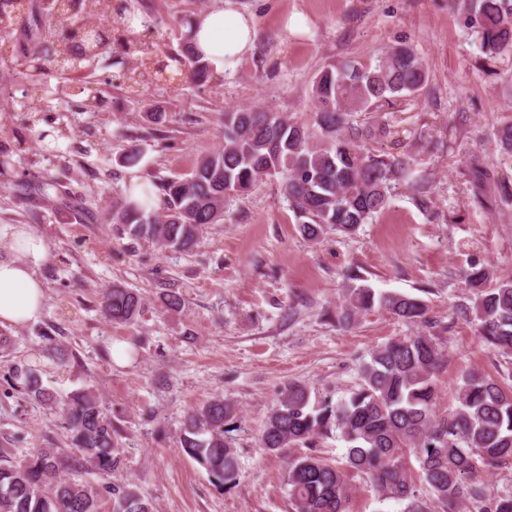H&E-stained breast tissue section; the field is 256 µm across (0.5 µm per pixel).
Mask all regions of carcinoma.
Here are the masks:
<instances>
[{
  "instance_id": "cac0c4a2",
  "label": "carcinoma",
  "mask_w": 512,
  "mask_h": 512,
  "mask_svg": "<svg viewBox=\"0 0 512 512\" xmlns=\"http://www.w3.org/2000/svg\"><path fill=\"white\" fill-rule=\"evenodd\" d=\"M59 0L28 8V23L14 39L13 10L0 8V59L13 54L49 52L44 42L53 34L52 15ZM127 7L119 6L94 42L73 37L52 52L58 70H74L108 53L113 24H126ZM469 22L488 57L512 53V0H469ZM172 61L188 62L186 81H206L209 62L187 39ZM427 83L421 58L406 44L367 61L350 59L321 69L312 84L314 117L300 124L266 109L239 108L224 113V146L199 160L190 175L167 179L161 211L153 207L149 189L143 200L130 195L112 208V223L134 239H148L164 248L188 252L203 229L224 222V200L244 194L265 179L279 180L297 218L301 235L318 240L327 231L356 233L385 209L395 185L409 184L417 204L428 209L429 179L412 176L409 156L379 153L368 141L389 135L384 121L361 122L398 98L413 97ZM496 147L512 157V121L501 125ZM37 189L54 192L63 205L77 204L80 195L53 180ZM488 268L472 262L465 282L472 288L477 333L488 347L512 353V275L486 286ZM105 317L128 323L139 316L142 297L114 288L102 295ZM412 324L428 322L427 305L408 295L376 292L368 284L348 289L337 316L348 326L375 307ZM441 354L438 337L427 332L396 339L373 349L359 368V383L350 396L335 403H311L309 389L297 382L284 388L270 411L261 444L270 452L318 447L334 434L347 448L345 468L316 454L288 460L287 485L292 512H347L353 487L348 473L363 474L385 499L407 502L403 512H512V496L493 497L479 480L485 467L512 462V387L479 371L466 375L458 390V406L448 417L434 411L436 371ZM12 378H22L26 396L57 409L70 432L76 453L37 448L20 460L0 458V512H98L99 493L73 474L88 464L104 480L101 489L115 500L114 512H155L135 490L110 482L120 462L119 448L99 400L80 391L56 401L39 379V370L16 363ZM238 420L234 405L213 397L191 410L183 421V452L222 485H233L239 462L231 424ZM415 460L428 496L417 493L407 463Z\"/></svg>"
}]
</instances>
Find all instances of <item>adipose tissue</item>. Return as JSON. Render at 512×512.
<instances>
[{
	"mask_svg": "<svg viewBox=\"0 0 512 512\" xmlns=\"http://www.w3.org/2000/svg\"><path fill=\"white\" fill-rule=\"evenodd\" d=\"M193 39L205 59L216 68L231 71L252 53L256 29L234 0H224L223 6L197 16ZM14 246L17 258L0 260V326L37 320L44 307L45 283L38 268L47 258V245L21 228Z\"/></svg>",
	"mask_w": 512,
	"mask_h": 512,
	"instance_id": "adipose-tissue-1",
	"label": "adipose tissue"
}]
</instances>
